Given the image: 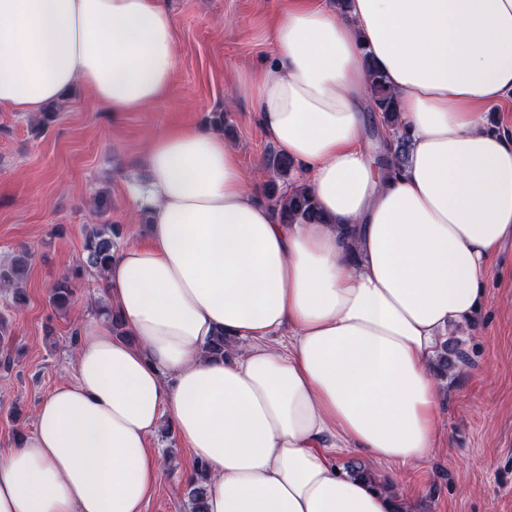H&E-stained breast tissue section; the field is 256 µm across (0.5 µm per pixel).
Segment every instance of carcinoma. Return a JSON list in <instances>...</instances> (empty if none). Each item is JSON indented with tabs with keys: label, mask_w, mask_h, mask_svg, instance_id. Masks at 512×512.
I'll return each instance as SVG.
<instances>
[{
	"label": "carcinoma",
	"mask_w": 512,
	"mask_h": 512,
	"mask_svg": "<svg viewBox=\"0 0 512 512\" xmlns=\"http://www.w3.org/2000/svg\"><path fill=\"white\" fill-rule=\"evenodd\" d=\"M369 97L374 111L379 113L385 126L391 129L390 152L394 164L402 166L409 154L408 137L399 121L398 104L390 91L385 75L377 68L370 70ZM296 167V162L271 146L267 150L266 168L273 173L262 186V197L272 207L282 223L318 224L323 222V214L314 195L305 187L292 193L288 192V176ZM119 229L112 224H97L87 232L84 253L80 263L72 274L58 279L50 289L49 303L59 312H65L74 303L72 280L86 275L103 276L118 251ZM30 260L27 251L15 255L0 265V288L13 294L14 303L23 302V280ZM231 344L224 333L220 332L204 346L209 356H224L226 346ZM461 359V352L448 341H443L436 353L435 367L438 376L448 375V367ZM208 467L201 462L195 467V477L187 485L190 512H207L205 504L204 482L207 480Z\"/></svg>",
	"instance_id": "carcinoma-1"
}]
</instances>
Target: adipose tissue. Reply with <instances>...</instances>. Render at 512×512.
<instances>
[{"instance_id": "obj_1", "label": "adipose tissue", "mask_w": 512, "mask_h": 512, "mask_svg": "<svg viewBox=\"0 0 512 512\" xmlns=\"http://www.w3.org/2000/svg\"><path fill=\"white\" fill-rule=\"evenodd\" d=\"M273 55L242 71L268 139L327 218L284 224L222 134L157 131L129 186L149 213L120 248L106 302L77 322L75 376L0 455V512H142L162 419L209 467L207 512H401L336 467L337 449L418 463L440 439L433 358L486 302L512 239V0H294ZM166 0H0V109L37 114L82 83L113 112L165 98ZM388 81L406 164L368 155L369 74ZM243 350L203 352L217 330Z\"/></svg>"}]
</instances>
